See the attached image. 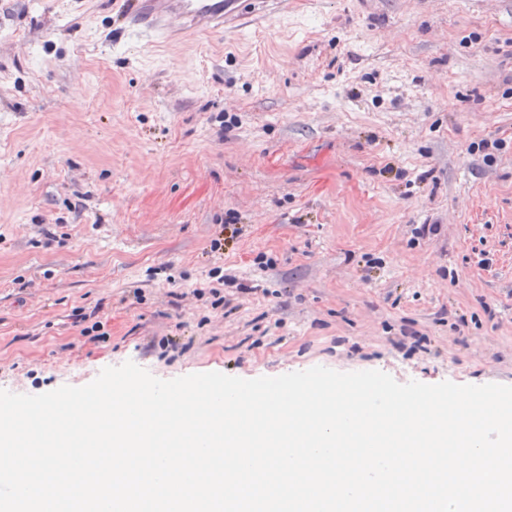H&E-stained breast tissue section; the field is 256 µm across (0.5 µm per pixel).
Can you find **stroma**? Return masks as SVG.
Here are the masks:
<instances>
[{"label": "stroma", "instance_id": "stroma-1", "mask_svg": "<svg viewBox=\"0 0 512 512\" xmlns=\"http://www.w3.org/2000/svg\"><path fill=\"white\" fill-rule=\"evenodd\" d=\"M120 7L0 0V389L512 386V0H277L172 42Z\"/></svg>", "mask_w": 512, "mask_h": 512}]
</instances>
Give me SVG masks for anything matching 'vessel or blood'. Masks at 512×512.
<instances>
[{
    "instance_id": "b4317fda",
    "label": "vessel or blood",
    "mask_w": 512,
    "mask_h": 512,
    "mask_svg": "<svg viewBox=\"0 0 512 512\" xmlns=\"http://www.w3.org/2000/svg\"><path fill=\"white\" fill-rule=\"evenodd\" d=\"M255 0H126V16L134 28L170 39L222 26L254 5Z\"/></svg>"
}]
</instances>
